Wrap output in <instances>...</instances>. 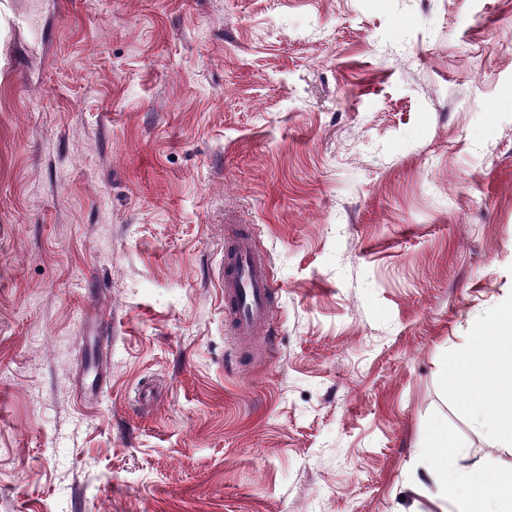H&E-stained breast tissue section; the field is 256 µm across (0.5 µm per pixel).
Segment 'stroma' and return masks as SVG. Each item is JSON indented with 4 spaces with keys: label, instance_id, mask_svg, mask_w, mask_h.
Here are the masks:
<instances>
[{
    "label": "stroma",
    "instance_id": "1",
    "mask_svg": "<svg viewBox=\"0 0 512 512\" xmlns=\"http://www.w3.org/2000/svg\"><path fill=\"white\" fill-rule=\"evenodd\" d=\"M37 10L0 11V512H426L437 424L512 469L454 387L512 296V0ZM228 224L275 284L247 360Z\"/></svg>",
    "mask_w": 512,
    "mask_h": 512
}]
</instances>
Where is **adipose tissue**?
I'll return each instance as SVG.
<instances>
[{
  "mask_svg": "<svg viewBox=\"0 0 512 512\" xmlns=\"http://www.w3.org/2000/svg\"><path fill=\"white\" fill-rule=\"evenodd\" d=\"M464 354L468 370L457 380L459 389L482 385L491 390L494 400L489 410L469 401L464 409L498 447L511 448L512 300L479 322L476 334L465 339ZM448 452L447 436L439 431L431 434L422 459L426 476L413 488L417 496L430 502V512H512V473L496 477L502 490L487 500L483 475L449 473Z\"/></svg>",
  "mask_w": 512,
  "mask_h": 512,
  "instance_id": "obj_1",
  "label": "adipose tissue"
}]
</instances>
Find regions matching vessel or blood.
Here are the masks:
<instances>
[{
    "mask_svg": "<svg viewBox=\"0 0 512 512\" xmlns=\"http://www.w3.org/2000/svg\"><path fill=\"white\" fill-rule=\"evenodd\" d=\"M275 285L264 257L252 245V237L234 225L224 249V316L240 337L269 330Z\"/></svg>",
    "mask_w": 512,
    "mask_h": 512,
    "instance_id": "b4317fda",
    "label": "vessel or blood"
}]
</instances>
